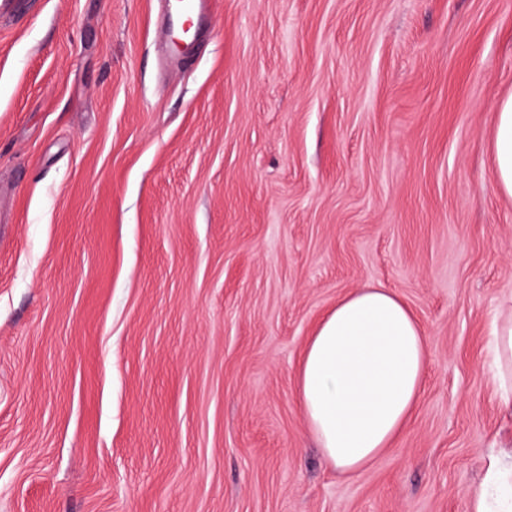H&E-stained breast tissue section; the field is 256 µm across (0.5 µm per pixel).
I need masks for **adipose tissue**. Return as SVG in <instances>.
<instances>
[{
	"label": "adipose tissue",
	"mask_w": 512,
	"mask_h": 512,
	"mask_svg": "<svg viewBox=\"0 0 512 512\" xmlns=\"http://www.w3.org/2000/svg\"><path fill=\"white\" fill-rule=\"evenodd\" d=\"M494 158L497 184L512 196V97L499 105ZM488 349L499 403L512 410V307L496 315ZM429 357L423 327L394 292L359 288L337 301L296 368L297 402L328 465L359 472L400 437L423 392ZM469 512H512V449L484 454Z\"/></svg>",
	"instance_id": "1"
}]
</instances>
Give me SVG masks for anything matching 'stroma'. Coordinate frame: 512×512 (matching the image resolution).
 <instances>
[{
    "label": "stroma",
    "mask_w": 512,
    "mask_h": 512,
    "mask_svg": "<svg viewBox=\"0 0 512 512\" xmlns=\"http://www.w3.org/2000/svg\"><path fill=\"white\" fill-rule=\"evenodd\" d=\"M208 26L177 67L157 0L0 18V512H469L512 439L486 367L512 0H211ZM367 286L431 355L347 476L296 366Z\"/></svg>",
    "instance_id": "35a3bbf8"
}]
</instances>
